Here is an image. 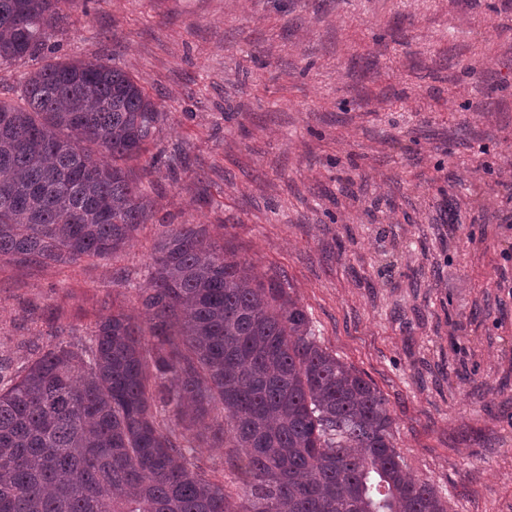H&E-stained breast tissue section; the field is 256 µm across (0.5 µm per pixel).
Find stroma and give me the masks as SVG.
Listing matches in <instances>:
<instances>
[{
  "label": "stroma",
  "mask_w": 512,
  "mask_h": 512,
  "mask_svg": "<svg viewBox=\"0 0 512 512\" xmlns=\"http://www.w3.org/2000/svg\"><path fill=\"white\" fill-rule=\"evenodd\" d=\"M51 41L166 118L109 260L0 263V358L84 340L170 224L285 276L448 512H512V0H76ZM235 449L195 463L232 495Z\"/></svg>",
  "instance_id": "35a3bbf8"
}]
</instances>
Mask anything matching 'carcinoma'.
I'll use <instances>...</instances> for the list:
<instances>
[{
	"label": "carcinoma",
	"instance_id": "obj_1",
	"mask_svg": "<svg viewBox=\"0 0 512 512\" xmlns=\"http://www.w3.org/2000/svg\"><path fill=\"white\" fill-rule=\"evenodd\" d=\"M74 0H0V261L110 258L153 215L127 163L165 118L128 72L52 56ZM138 301L86 343L0 360V512H448L410 478L380 391L324 348L281 276L224 257L201 224L155 242ZM204 426L240 448L243 502L190 459ZM41 60L24 59L13 62L2 73L0 79V99L2 101H17L21 95L25 77L42 65Z\"/></svg>",
	"mask_w": 512,
	"mask_h": 512
}]
</instances>
